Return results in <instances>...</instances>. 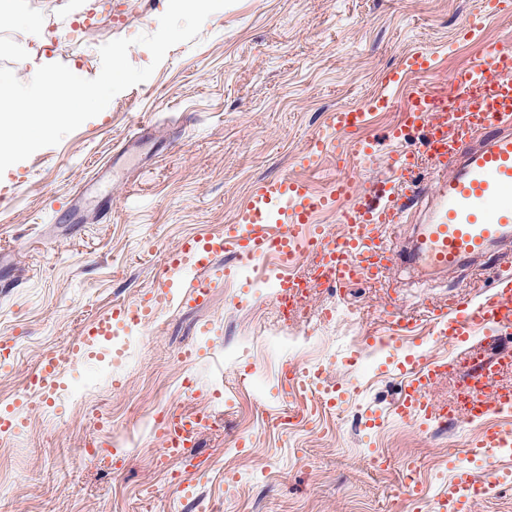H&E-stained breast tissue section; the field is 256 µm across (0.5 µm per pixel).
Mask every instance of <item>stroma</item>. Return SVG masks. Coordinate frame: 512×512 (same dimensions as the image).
Returning a JSON list of instances; mask_svg holds the SVG:
<instances>
[{
  "label": "stroma",
  "instance_id": "35a3bbf8",
  "mask_svg": "<svg viewBox=\"0 0 512 512\" xmlns=\"http://www.w3.org/2000/svg\"><path fill=\"white\" fill-rule=\"evenodd\" d=\"M102 3L112 13L100 15L103 30L81 56L56 50L75 41V12ZM475 4L236 0L199 37L174 46L147 81L0 175V341L13 347L0 404L23 392L43 352L67 346L86 321L136 301L163 276L174 295L147 327L117 329L89 357L65 362L54 402L24 411L21 432H0V512H428L448 487L449 457L463 458L479 427L460 421L424 433L399 420L391 407L401 370L410 356H456L433 336L425 307L484 294L487 269L512 272V240L462 272L397 265L377 282L318 283L304 313L286 319L260 288L261 274L245 277L233 253L214 258L219 281L200 301L189 294L193 273L167 270L165 258L184 237L223 233L265 180L297 176L311 192H329L344 173L335 153L310 168L301 158L314 139L336 141L333 112L379 94L409 50L430 54L428 83L438 91L479 57L482 40L512 39V15L465 36ZM16 13L34 24L11 25ZM162 13L150 0H13L0 8V65L32 75L49 60L92 79L103 44L154 33ZM143 118L153 131L124 148ZM399 119L396 107L374 112L360 130L374 155L355 161L361 181L351 200L318 216L328 233L342 231L338 209L382 196L397 152L423 153L421 130L385 138ZM95 177L111 193L72 204V190ZM418 180L410 223L382 231L393 248L428 214V167ZM391 311L415 326L413 343L370 341L385 333ZM189 348L196 357L180 360ZM316 357L340 403L309 421L273 425L284 405L301 402L283 387L282 364ZM197 407L217 424L202 434L183 492L172 470L153 463V427L167 411ZM92 448L111 449L121 470L95 467ZM377 454L388 464L376 472L369 461ZM415 469L419 499L398 483L400 471Z\"/></svg>",
  "mask_w": 512,
  "mask_h": 512
}]
</instances>
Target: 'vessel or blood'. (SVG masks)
Segmentation results:
<instances>
[{"mask_svg":"<svg viewBox=\"0 0 512 512\" xmlns=\"http://www.w3.org/2000/svg\"><path fill=\"white\" fill-rule=\"evenodd\" d=\"M511 10L506 0H478L469 28L479 30L486 17ZM431 69V58L424 51L404 56L400 70L388 76L385 94L371 103L378 109L403 100L400 124L390 130L391 139H398L406 127L419 126L426 131L425 157L435 172V206L407 247L390 249L380 233L383 226L407 223L409 214L400 196H391L380 206L342 210L344 230L332 237L316 224L315 217L337 196L355 193L357 174L337 179L328 195L312 194L304 182L281 177L260 186L237 221L225 225L223 236L187 237L169 253V269L198 271L192 296L203 298L214 288L216 280L209 274L212 261L227 249L252 262L270 255L291 262L312 259L317 279L342 288L365 278H379L396 264L423 265L443 272L463 268L512 239V44L485 42L478 61L449 77L443 94L424 81ZM367 119L366 110L343 109L333 113L332 125L337 133L349 135ZM419 159L405 153L394 164L396 180L405 183L414 196L421 192L413 178ZM276 285L273 300L280 306L306 282L294 274L280 273ZM170 300L169 285L163 281L137 303L118 305L95 317L64 354L41 357L25 392L16 399L18 407L54 399L64 358L90 353L118 324L149 325ZM430 312L443 340L462 342L478 330L489 347L469 349L461 361L434 358L410 371L395 410L399 416L415 419L424 432L441 423L482 420L484 428L472 443L471 453L492 462L488 479L477 482L465 464H457L447 492L433 506L434 512H473L474 505L491 492L512 488V470L494 465L500 449L512 446V427H504L499 419L501 412L512 410V388H489L495 375L512 366V348L501 343L512 335V282H495L482 300L458 295L447 304L431 305ZM450 374L460 378L455 400L434 401L429 388ZM213 424L212 415L205 411L172 410L160 417L155 433L162 462H186L188 449L195 447Z\"/></svg>","mask_w":512,"mask_h":512,"instance_id":"vessel-or-blood-1","label":"vessel or blood"}]
</instances>
